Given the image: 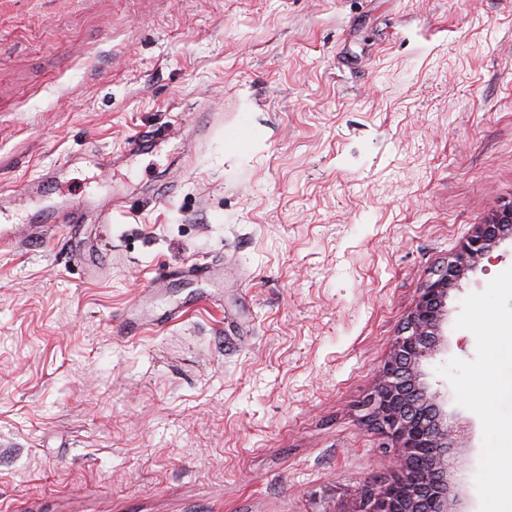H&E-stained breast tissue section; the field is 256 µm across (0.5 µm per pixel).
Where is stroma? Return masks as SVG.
<instances>
[{"instance_id": "35a3bbf8", "label": "stroma", "mask_w": 512, "mask_h": 512, "mask_svg": "<svg viewBox=\"0 0 512 512\" xmlns=\"http://www.w3.org/2000/svg\"><path fill=\"white\" fill-rule=\"evenodd\" d=\"M511 202L512 0H0V221L86 210L0 252V512H357L375 375ZM510 278L426 366L462 512H512Z\"/></svg>"}]
</instances>
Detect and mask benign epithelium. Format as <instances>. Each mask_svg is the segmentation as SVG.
<instances>
[{
	"mask_svg": "<svg viewBox=\"0 0 512 512\" xmlns=\"http://www.w3.org/2000/svg\"><path fill=\"white\" fill-rule=\"evenodd\" d=\"M506 238H512V204L478 225L416 298L364 401L370 421L397 454L393 479L362 492V512H461L453 479L459 449L469 446V429L448 412L447 396L428 382L425 366L447 344L450 291Z\"/></svg>",
	"mask_w": 512,
	"mask_h": 512,
	"instance_id": "1",
	"label": "benign epithelium"
}]
</instances>
